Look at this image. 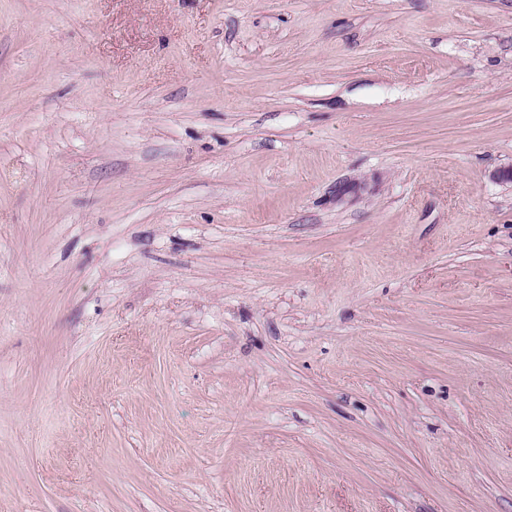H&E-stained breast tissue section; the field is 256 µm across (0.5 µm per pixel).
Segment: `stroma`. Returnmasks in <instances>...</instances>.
<instances>
[{
	"instance_id": "stroma-1",
	"label": "stroma",
	"mask_w": 512,
	"mask_h": 512,
	"mask_svg": "<svg viewBox=\"0 0 512 512\" xmlns=\"http://www.w3.org/2000/svg\"><path fill=\"white\" fill-rule=\"evenodd\" d=\"M512 0H0V512H512Z\"/></svg>"
}]
</instances>
